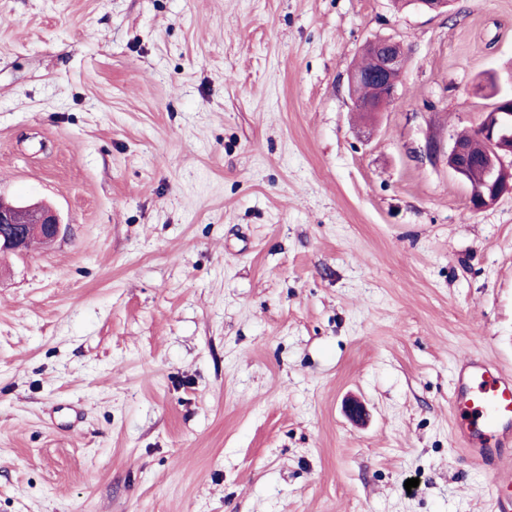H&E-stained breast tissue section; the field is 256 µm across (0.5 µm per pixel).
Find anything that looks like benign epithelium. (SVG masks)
<instances>
[{
	"label": "benign epithelium",
	"instance_id": "benign-epithelium-1",
	"mask_svg": "<svg viewBox=\"0 0 512 512\" xmlns=\"http://www.w3.org/2000/svg\"><path fill=\"white\" fill-rule=\"evenodd\" d=\"M368 48L372 52V70L365 75L351 71L350 84L353 88L363 83L369 87L367 98H355V107L365 112H381L397 98L405 51L399 42L392 39L376 40ZM504 103L506 100L502 99L489 111L482 113L475 128L478 137L491 150L490 162L481 179L476 180L472 176V160L467 143L457 139L448 151V168L469 186V206L473 211L487 208L502 194L512 191V160L506 161L507 157H512V134L507 132L512 125V112L501 109ZM60 231L59 220L47 208L0 205L1 256L24 253L33 234L54 239Z\"/></svg>",
	"mask_w": 512,
	"mask_h": 512
}]
</instances>
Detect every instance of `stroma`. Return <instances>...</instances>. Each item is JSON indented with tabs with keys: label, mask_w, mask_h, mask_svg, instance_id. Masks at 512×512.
Instances as JSON below:
<instances>
[{
	"label": "stroma",
	"mask_w": 512,
	"mask_h": 512,
	"mask_svg": "<svg viewBox=\"0 0 512 512\" xmlns=\"http://www.w3.org/2000/svg\"><path fill=\"white\" fill-rule=\"evenodd\" d=\"M510 66L512 0H0V201L62 224L0 259V512H488L448 397L512 367V194L445 153ZM368 48L372 55H367L357 69L372 70L366 75L351 71L350 84L354 90L357 85L366 83L370 93L366 99L356 96L354 104L365 112H382L397 98V84L404 70L405 51L399 42L392 39L373 41Z\"/></svg>",
	"instance_id": "1"
}]
</instances>
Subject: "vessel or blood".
<instances>
[{"instance_id": "b4317fda", "label": "vessel or blood", "mask_w": 512, "mask_h": 512, "mask_svg": "<svg viewBox=\"0 0 512 512\" xmlns=\"http://www.w3.org/2000/svg\"><path fill=\"white\" fill-rule=\"evenodd\" d=\"M448 408L460 460L490 476V512H512V370L478 355L463 359Z\"/></svg>"}]
</instances>
